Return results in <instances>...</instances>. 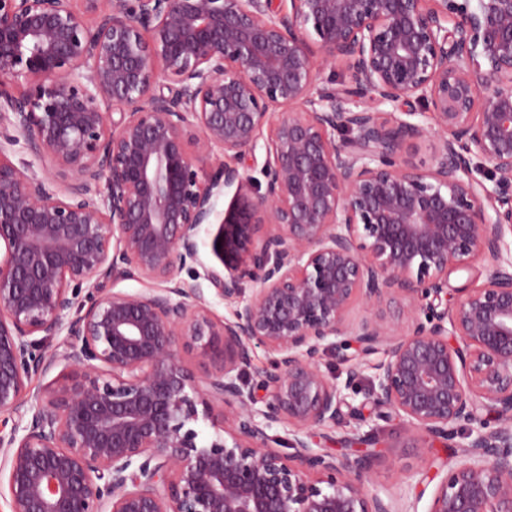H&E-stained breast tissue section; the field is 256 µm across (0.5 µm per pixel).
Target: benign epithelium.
Masks as SVG:
<instances>
[{"mask_svg":"<svg viewBox=\"0 0 512 512\" xmlns=\"http://www.w3.org/2000/svg\"><path fill=\"white\" fill-rule=\"evenodd\" d=\"M2 142L10 512H402L329 353L360 447L462 439L427 512H512V0H0ZM222 218L214 220L216 224H210L205 226L200 235L199 247H200V258L206 266L217 267L220 266V262L212 251L211 243L216 235L219 224ZM327 368L336 375V383L342 390V395L345 397L346 405L342 407L343 412L345 413L346 420L345 423L337 427L335 430H331L327 432V437L320 439L321 448L327 449L338 456L342 457L343 455L354 456V450L361 448H345L350 446L348 438L357 437L358 435H363L365 432L371 429L368 425L359 426L355 420L349 417V408L350 407H359L364 401L367 400L368 395L365 393V389L367 388L368 379L373 375L374 370L370 368L369 365H363L362 374L364 376V380L362 382L361 387L359 388L358 393H353L351 390H346L344 388V381L346 379V373L344 366L341 365L334 357L327 355L324 358Z\"/></svg>","mask_w":512,"mask_h":512,"instance_id":"7a95c632","label":"benign epithelium"}]
</instances>
